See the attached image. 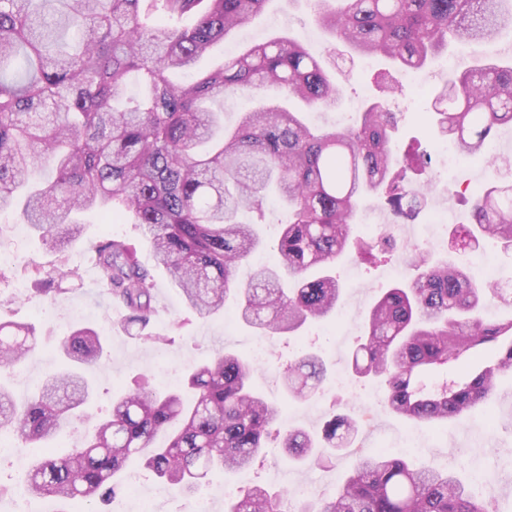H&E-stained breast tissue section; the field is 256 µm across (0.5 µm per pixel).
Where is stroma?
<instances>
[{
    "mask_svg": "<svg viewBox=\"0 0 512 512\" xmlns=\"http://www.w3.org/2000/svg\"><path fill=\"white\" fill-rule=\"evenodd\" d=\"M288 34L305 40L314 53H333L336 64L329 72L341 90L340 103L315 110L272 89L247 92L218 102L225 125H235L242 112L275 100L284 108L304 113L311 124L343 127L353 123L363 108L362 103L355 101V93L367 91L387 111L399 114L398 149L419 145L421 151L431 155L425 176L443 171L448 174L447 180L434 184L421 213L415 219L406 220L409 231L424 233L435 218H442L445 226L438 229L431 253L439 257L459 255L479 268L491 269L494 279H511V251L484 241L479 248L460 254L454 248V237L457 225L465 222L469 210L460 188L473 191L493 179L510 180L512 168L501 165L491 168L461 155L454 162H447L436 150L440 137L426 122L422 102L403 87L402 71L385 62H370L366 57L348 53L342 44L329 39L315 22L310 0H272L263 16L239 32L236 45H218L216 54L225 57L233 48L242 49ZM371 213L383 218L390 216L391 211L385 199L366 198L355 216L352 238L373 251H385V258L371 261L351 254L338 262L335 273L343 294L335 312L306 324L298 335L267 337V361L258 366L253 379L255 387L268 400L282 404L292 427L317 435L333 416H357L358 403L340 389L319 390L307 401L288 399L281 385L284 369L307 352L323 357L329 375L346 368L364 318L377 296L384 289L409 282L416 274L413 254L385 248L380 230L371 228L367 221ZM108 234L135 246L139 260L154 270L157 314L146 337L132 339L120 329L122 306L111 301L101 284L92 282L85 271L93 245ZM0 254L5 257L0 263V322L31 324L40 336L37 348L24 362L0 366V381L11 384L17 394L31 392L55 369V347L77 322L92 326L110 338L107 356L92 371L96 393L87 412L95 418L108 414L113 393L132 385L141 376H150L155 384L165 386L164 365L181 371L217 348L233 350L248 359L253 356L251 344L257 334L237 318L233 305H226L223 311L209 318L188 310L168 272L155 267L152 250L140 229L124 220H108L100 213H87L81 240L65 256L59 257L44 249L38 235L20 223L16 213H5L0 215ZM29 263L48 269L64 264L68 273L62 283L64 295L43 293L37 283L22 276L21 268ZM371 414L370 422L360 428L342 451H327L322 458L301 465L289 463L282 450L272 445L247 475L213 473L202 492L213 497L216 512H223L225 501L249 483L265 484L275 490L302 486L313 494L328 492L360 453L373 452L382 446L415 466L429 460L442 465L454 463L459 477L467 484L472 483L477 469H485L496 489L498 512H512L511 401L478 406L465 422L448 426L440 433L434 432L431 426L401 420L385 409L378 396L372 399ZM25 467L23 455H0V512H11L13 502L24 497Z\"/></svg>",
    "mask_w": 512,
    "mask_h": 512,
    "instance_id": "stroma-1",
    "label": "stroma"
}]
</instances>
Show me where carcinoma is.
<instances>
[{"label": "carcinoma", "mask_w": 512, "mask_h": 512, "mask_svg": "<svg viewBox=\"0 0 512 512\" xmlns=\"http://www.w3.org/2000/svg\"><path fill=\"white\" fill-rule=\"evenodd\" d=\"M269 0H0V212L14 209L46 249L66 252L82 235L79 216L97 210L140 226L157 264L170 272L184 305L203 317L233 301L237 317L264 336L295 334L331 314L342 296L333 275L347 254L359 201L383 193L391 210L415 218L426 185L408 173L426 161L392 151L394 113L372 102L347 128L313 129L279 105L243 113L232 130L213 104L247 89L275 87L310 106L339 100L325 62L301 42L277 37L232 56L200 77L174 75L224 42ZM503 0H313L317 22L359 55L406 70L424 68L455 43L482 48L512 30ZM429 118L470 158L495 162L492 134L512 125V64L484 54L453 72ZM274 197L288 209L278 262L241 275L263 244L244 212L265 215ZM489 239L512 251V183L491 182L459 225L458 249ZM99 281L126 310L120 327L143 333L155 314L154 279L128 242L94 246ZM417 276L387 289L366 316L353 353L355 379L383 388L384 404L410 422L439 429L460 423L496 394L512 370V298L455 259L421 252ZM22 274L41 284L56 270L31 263ZM107 337L78 326L60 342L63 367L31 394L0 386V431L23 451L42 449L64 426L86 423L81 443L61 456L33 458L25 491L52 497L66 512H87L122 487L136 460L172 490L195 493L211 474L251 467L277 431L282 407L253 386L255 368L228 349L189 366L184 387L140 382L112 398L104 418L89 419L88 371ZM35 327L0 323V365L34 350ZM304 354L282 374L294 399L326 376ZM177 424L167 444L156 435ZM357 432L335 416L322 439L284 435L288 461L325 442L341 448ZM288 491L253 485L224 512H281ZM293 512H495L451 467L413 468L380 448L356 460L336 490L302 499Z\"/></svg>", "instance_id": "carcinoma-1"}]
</instances>
